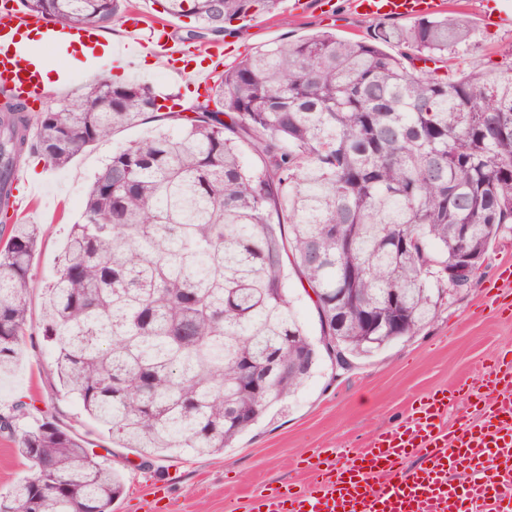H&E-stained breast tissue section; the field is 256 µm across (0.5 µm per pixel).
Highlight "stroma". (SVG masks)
I'll return each mask as SVG.
<instances>
[{"mask_svg": "<svg viewBox=\"0 0 512 512\" xmlns=\"http://www.w3.org/2000/svg\"><path fill=\"white\" fill-rule=\"evenodd\" d=\"M481 0H449L451 11L469 23L470 38L454 47L442 65L456 72L473 65L503 63L512 46V29L485 27ZM375 19L355 14L349 0H310L305 13H296L283 0L279 14L262 15L225 36L227 64L273 44L304 38L319 31L340 37L365 38ZM52 71L70 84L46 93L43 106L87 92L83 72L95 78L140 82L162 96L182 94L181 85L163 63L143 66L140 57L105 69L95 61L61 49ZM156 126L147 119L133 129L116 133L94 146L68 167L37 166L18 172L24 203L14 220L41 225L45 235L33 261L31 320L21 341L22 355L14 369L0 375V413L18 402L33 404L34 418L53 421L92 443L96 454L122 472L124 492L112 512H249L254 490L290 484L304 488L305 459L329 448H359L373 435L404 419L411 406L436 389L462 380L478 379L505 351L512 349V315L486 307L487 287L497 280L502 265L512 264V224L505 225L492 243L483 273L470 288L446 298L436 316L418 334L335 371L322 360L312 377L279 414L262 420L223 452L210 456L172 454L140 467L132 449L113 447L99 435L79 405L52 385L51 363L40 330L42 290L51 277L71 224L81 218L85 192L95 172L129 141Z\"/></svg>", "mask_w": 512, "mask_h": 512, "instance_id": "35a3bbf8", "label": "stroma"}]
</instances>
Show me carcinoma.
I'll return each instance as SVG.
<instances>
[{
  "label": "carcinoma",
  "mask_w": 512,
  "mask_h": 512,
  "mask_svg": "<svg viewBox=\"0 0 512 512\" xmlns=\"http://www.w3.org/2000/svg\"><path fill=\"white\" fill-rule=\"evenodd\" d=\"M52 21H112L120 0H21ZM203 45L281 0H154ZM466 20L380 25L364 40L316 34L214 76L194 116L140 83L101 79L41 112L0 91V372L18 360L38 224L9 216L18 165L62 169L158 114L166 127L94 174L43 293L42 336L61 391L147 464L224 450L305 384L418 333L481 274L512 224V62L440 75ZM256 162L248 166L242 150ZM314 294L320 336L299 321L286 266ZM383 317L366 339L367 316ZM269 375L266 404L245 384ZM0 414L29 475L0 512H112L123 476L54 422ZM236 417L224 418V411Z\"/></svg>",
  "instance_id": "obj_1"
}]
</instances>
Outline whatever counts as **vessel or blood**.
I'll use <instances>...</instances> for the list:
<instances>
[{
	"mask_svg": "<svg viewBox=\"0 0 512 512\" xmlns=\"http://www.w3.org/2000/svg\"><path fill=\"white\" fill-rule=\"evenodd\" d=\"M351 9L373 19H413L444 9V0H350ZM484 24L512 27V0H483ZM10 32L0 31V87L26 103L42 100L38 71L29 69L19 39L47 28L46 19L13 13ZM127 42L114 46L115 61L147 51L164 59L186 85L201 86L205 72L224 64L223 45H213L204 60L173 42L166 24H146L140 13L126 21ZM480 408L481 421L450 431L441 420L449 404ZM347 462L327 457L308 463L314 478L306 489L271 487L251 497V512H512V353L501 354L479 385L463 383L431 392L408 417L361 448L345 449ZM419 457V465L402 469ZM469 471L457 483L450 472Z\"/></svg>",
	"mask_w": 512,
	"mask_h": 512,
	"instance_id": "vessel-or-blood-1",
	"label": "vessel or blood"
}]
</instances>
